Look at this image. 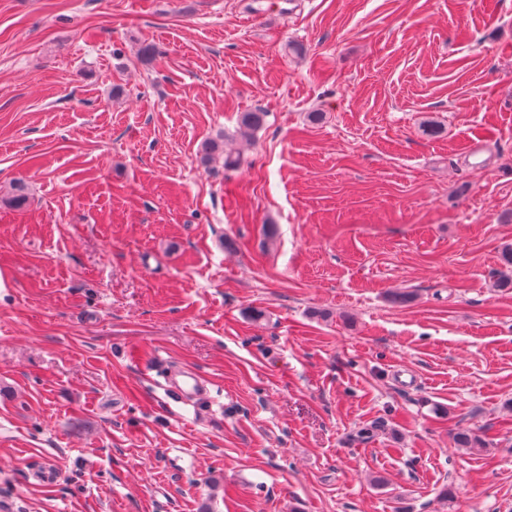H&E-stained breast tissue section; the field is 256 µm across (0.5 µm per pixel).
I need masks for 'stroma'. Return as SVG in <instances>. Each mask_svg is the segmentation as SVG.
Segmentation results:
<instances>
[{"mask_svg":"<svg viewBox=\"0 0 512 512\" xmlns=\"http://www.w3.org/2000/svg\"><path fill=\"white\" fill-rule=\"evenodd\" d=\"M282 6L0 0V512H512V0ZM169 389L178 399L201 396L206 392L202 376L193 369L182 368L169 379Z\"/></svg>","mask_w":512,"mask_h":512,"instance_id":"stroma-1","label":"stroma"}]
</instances>
